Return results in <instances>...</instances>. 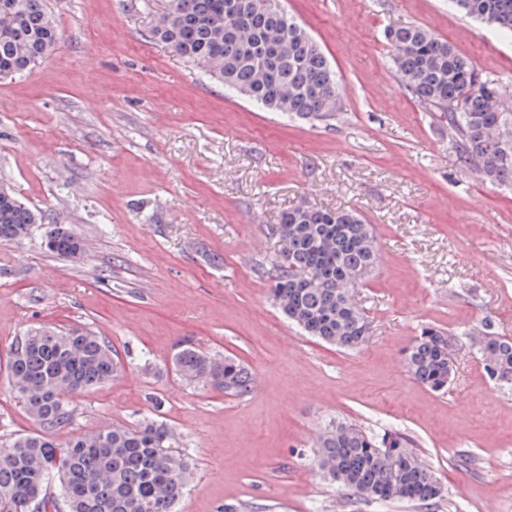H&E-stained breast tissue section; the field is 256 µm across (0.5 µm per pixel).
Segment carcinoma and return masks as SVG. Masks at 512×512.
Masks as SVG:
<instances>
[{"label":"carcinoma","mask_w":512,"mask_h":512,"mask_svg":"<svg viewBox=\"0 0 512 512\" xmlns=\"http://www.w3.org/2000/svg\"><path fill=\"white\" fill-rule=\"evenodd\" d=\"M465 17L512 37V0H452ZM149 34L224 91L291 119L330 120L340 110L339 82L318 42L278 0H165L147 10ZM392 69L417 104L448 126L459 158L495 185H512V112L495 108L502 86L482 75L448 41L421 26L389 28ZM47 0H0V79L20 77L46 60L58 43ZM43 215L0 185V241L23 239ZM271 233L283 247L273 262L272 296L305 335L340 349L360 347L369 323L352 299V279L378 262L370 225L356 213L294 207ZM49 250L74 261L84 246L65 224L50 229ZM484 369L512 386V339L484 330ZM452 337L427 329L406 356L410 375L434 392L448 389L454 371ZM180 376L226 394L252 392L249 370L231 357L185 348L175 358ZM105 341L88 331L33 328L10 350L7 378L36 432L0 443V512H175L191 478L165 423L77 434L57 431L72 419L67 396L116 377ZM399 432L377 437L336 422L317 441L320 470L346 494L370 501L434 505L444 488L435 472L408 451Z\"/></svg>","instance_id":"cac0c4a2"}]
</instances>
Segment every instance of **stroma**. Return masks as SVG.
<instances>
[{
  "label": "stroma",
  "instance_id": "stroma-1",
  "mask_svg": "<svg viewBox=\"0 0 512 512\" xmlns=\"http://www.w3.org/2000/svg\"><path fill=\"white\" fill-rule=\"evenodd\" d=\"M145 0H49L53 55L0 80V184L44 221L0 242V437L36 431L6 377L33 327L102 336L120 371L71 395L59 440L153 418L192 468L176 512H512V388L486 376L482 324L512 338V187L462 166L448 131L395 78L384 32L419 25L506 91L512 38L448 0H279L319 42L342 92L336 119L287 121L228 98L148 33ZM306 205L352 209L379 261L353 296L359 349L303 335L274 305L269 227ZM64 224L83 260L50 252ZM454 338L447 392L404 366L416 336ZM193 347L245 364L253 391L182 380ZM410 436L441 479L438 504L366 502L314 461L331 421Z\"/></svg>",
  "mask_w": 512,
  "mask_h": 512
}]
</instances>
